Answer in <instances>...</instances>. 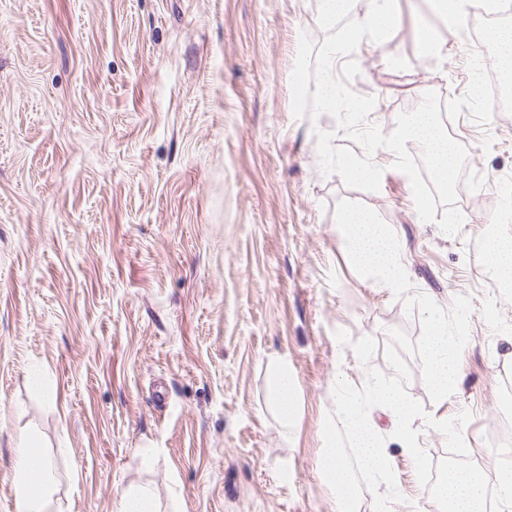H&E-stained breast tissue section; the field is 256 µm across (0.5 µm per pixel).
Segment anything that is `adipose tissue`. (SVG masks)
Segmentation results:
<instances>
[{
  "label": "adipose tissue",
  "mask_w": 512,
  "mask_h": 512,
  "mask_svg": "<svg viewBox=\"0 0 512 512\" xmlns=\"http://www.w3.org/2000/svg\"><path fill=\"white\" fill-rule=\"evenodd\" d=\"M376 400L388 406L394 416V435L403 445L414 439V426L419 413L414 405L395 388L376 384L372 387ZM50 468L36 441L21 437L15 449V512H61L53 502L43 475Z\"/></svg>",
  "instance_id": "1"
}]
</instances>
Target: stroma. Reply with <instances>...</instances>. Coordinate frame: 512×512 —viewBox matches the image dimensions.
<instances>
[{"instance_id":"1","label":"stroma","mask_w":512,"mask_h":512,"mask_svg":"<svg viewBox=\"0 0 512 512\" xmlns=\"http://www.w3.org/2000/svg\"><path fill=\"white\" fill-rule=\"evenodd\" d=\"M318 0H0V512H14V448L32 435L51 458L64 512H113L147 485L160 512H336L318 468L338 377L391 373L389 332L418 339V313L359 276L335 221L339 201L395 232L414 292L450 307L470 296L454 393L435 402L420 360L407 390L434 419L471 415L463 434L482 470L512 433V288L484 251L504 223L512 110L491 109V23L482 6L448 29L431 0H397L381 44L363 40L352 91L376 97L391 133L435 92L467 169L458 235L421 222L394 155L379 191L322 175L315 129L295 119L290 77L300 32L321 44ZM443 44L426 57L420 28ZM373 337L361 364L336 331ZM285 362L296 417L282 425L267 364ZM41 372L40 383L28 377ZM152 466H144V457ZM388 460L401 502L436 512L410 452Z\"/></svg>"}]
</instances>
